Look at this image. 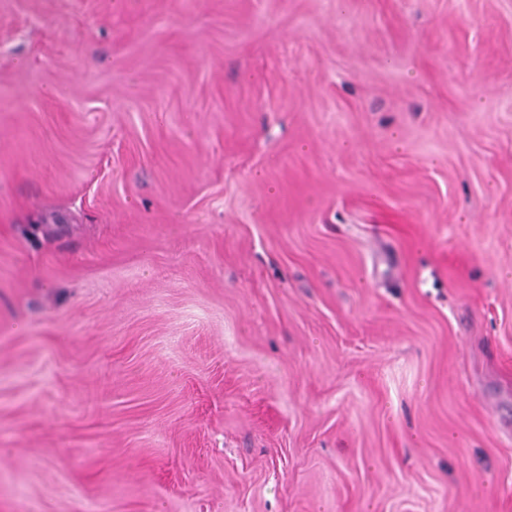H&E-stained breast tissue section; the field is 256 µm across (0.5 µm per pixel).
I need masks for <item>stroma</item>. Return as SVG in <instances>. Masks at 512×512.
<instances>
[{
    "instance_id": "1",
    "label": "stroma",
    "mask_w": 512,
    "mask_h": 512,
    "mask_svg": "<svg viewBox=\"0 0 512 512\" xmlns=\"http://www.w3.org/2000/svg\"><path fill=\"white\" fill-rule=\"evenodd\" d=\"M0 512H512V0H0Z\"/></svg>"
}]
</instances>
